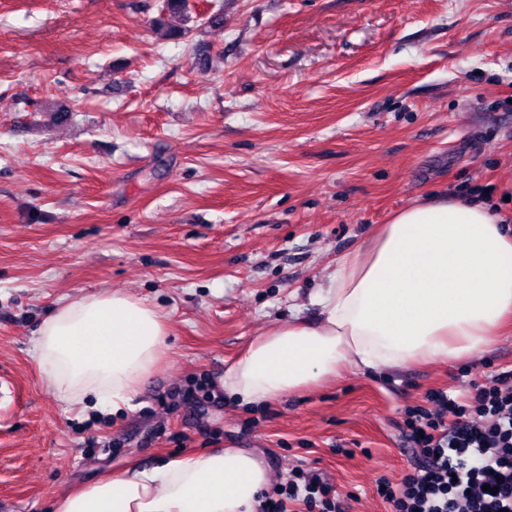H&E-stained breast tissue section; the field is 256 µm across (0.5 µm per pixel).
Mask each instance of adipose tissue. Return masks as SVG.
Instances as JSON below:
<instances>
[{
  "mask_svg": "<svg viewBox=\"0 0 512 512\" xmlns=\"http://www.w3.org/2000/svg\"><path fill=\"white\" fill-rule=\"evenodd\" d=\"M512 220L484 200L432 195L339 256L317 295L318 323L255 337L221 386L245 405L319 386L348 366L461 361L512 322ZM162 314L103 291L60 304L33 350L57 398L101 413L130 407L167 345ZM262 458L211 448L133 468L73 492L58 512H259Z\"/></svg>",
  "mask_w": 512,
  "mask_h": 512,
  "instance_id": "ef3b65f1",
  "label": "adipose tissue"
}]
</instances>
